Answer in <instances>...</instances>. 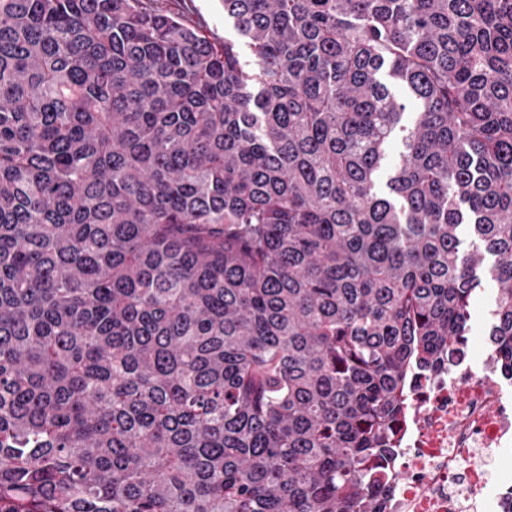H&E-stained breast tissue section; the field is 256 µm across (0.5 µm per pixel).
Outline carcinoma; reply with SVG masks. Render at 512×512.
Segmentation results:
<instances>
[{
    "label": "carcinoma",
    "instance_id": "carcinoma-1",
    "mask_svg": "<svg viewBox=\"0 0 512 512\" xmlns=\"http://www.w3.org/2000/svg\"><path fill=\"white\" fill-rule=\"evenodd\" d=\"M224 14L0 0V512H387L485 280L512 373V0ZM184 2L188 6L185 13L199 22L204 32L223 40L224 36L230 39L237 38L232 21L224 17V0H185Z\"/></svg>",
    "mask_w": 512,
    "mask_h": 512
}]
</instances>
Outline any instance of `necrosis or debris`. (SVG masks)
I'll return each instance as SVG.
<instances>
[{"instance_id":"4bbe7bcc","label":"necrosis or debris","mask_w":512,"mask_h":512,"mask_svg":"<svg viewBox=\"0 0 512 512\" xmlns=\"http://www.w3.org/2000/svg\"><path fill=\"white\" fill-rule=\"evenodd\" d=\"M479 341V360L414 377L391 512H512V375Z\"/></svg>"}]
</instances>
